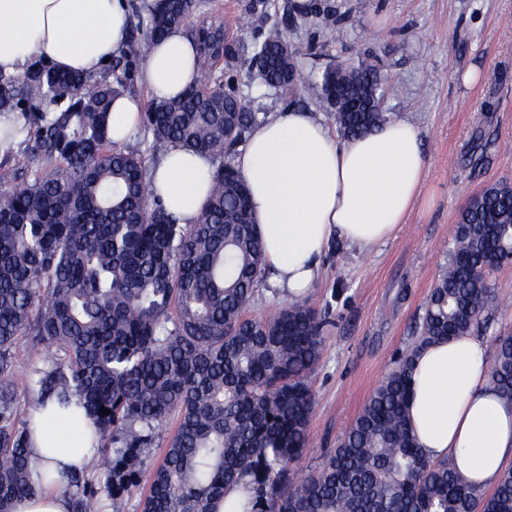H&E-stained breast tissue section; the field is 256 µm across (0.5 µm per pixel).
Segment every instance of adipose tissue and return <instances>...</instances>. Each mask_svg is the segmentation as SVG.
Returning a JSON list of instances; mask_svg holds the SVG:
<instances>
[{"label": "adipose tissue", "mask_w": 512, "mask_h": 512, "mask_svg": "<svg viewBox=\"0 0 512 512\" xmlns=\"http://www.w3.org/2000/svg\"><path fill=\"white\" fill-rule=\"evenodd\" d=\"M160 0H0V72L22 74L44 60L53 68L97 75L119 54L134 15ZM200 77L195 48L182 29L155 42L139 81L155 97L173 98ZM138 97L112 103L110 136L126 143L138 130ZM265 242L268 286L292 298L308 294L332 239L362 251L389 240L404 224L426 171L421 130L399 117L380 130L340 139L310 112L288 109L256 126L235 158ZM214 165L211 157L172 146L152 166L148 183L181 223L196 219ZM486 342L471 333L422 348L415 359L409 418L426 459L454 461L478 490L496 487L512 463V403L489 382ZM30 451L50 474L41 493L13 512H70L57 477L85 471L94 449L79 409L55 404L31 413Z\"/></svg>", "instance_id": "adipose-tissue-1"}]
</instances>
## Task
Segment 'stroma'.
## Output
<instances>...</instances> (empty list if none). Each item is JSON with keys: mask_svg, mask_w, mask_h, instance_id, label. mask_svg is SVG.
Here are the masks:
<instances>
[{"mask_svg": "<svg viewBox=\"0 0 512 512\" xmlns=\"http://www.w3.org/2000/svg\"><path fill=\"white\" fill-rule=\"evenodd\" d=\"M209 0L217 20L248 15L233 29L239 60L218 65L234 78L249 111L269 117L294 105L325 123L318 97L326 63L375 56L383 109L413 119L424 132L426 176L405 224L384 245L360 251L337 241L320 262L307 301L328 313L319 364L309 377L315 403L310 448L299 465L315 470L335 448L373 388L411 340L430 290L447 261L459 215L487 186L512 183V0H308L310 12L286 21L295 0ZM331 27L336 40L324 44ZM281 30L296 51L302 86L291 102L250 86L246 57L255 33ZM481 74L467 83L469 70ZM497 301L485 340L512 336V264L489 277Z\"/></svg>", "mask_w": 512, "mask_h": 512, "instance_id": "obj_1", "label": "stroma"}]
</instances>
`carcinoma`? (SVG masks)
<instances>
[{
    "mask_svg": "<svg viewBox=\"0 0 512 512\" xmlns=\"http://www.w3.org/2000/svg\"><path fill=\"white\" fill-rule=\"evenodd\" d=\"M205 6L164 0L149 27L132 25L119 56L94 78L41 60L19 76L0 73V112L17 114L31 140L7 155L12 184L0 188V512L45 480L13 385L23 337L42 354L24 374L27 388L41 403L78 401L99 434L97 452L108 454L101 477L65 475L71 512H104L105 499L120 512L173 415L176 428L141 512H213L238 485L244 512H512V468L484 494L452 462L427 460L407 419L415 353L490 330L488 274L512 245L507 182L462 211L413 342L319 470L291 480L309 447L307 377L320 359L326 317L297 299L270 315H247L267 278L265 245L245 181L224 159L262 119L233 78L211 80L215 65L235 57L229 24L205 18L190 31L199 83L151 100L144 116L153 153L177 144L217 162L196 223H180L152 197L143 159L113 147L108 135L110 106L135 63ZM280 42L288 40L274 32L255 43L248 70L286 97L297 88V67ZM379 79L369 57L338 72L325 65L319 98L342 137L391 120L378 109ZM495 341L490 381L512 401V336Z\"/></svg>",
    "mask_w": 512,
    "mask_h": 512,
    "instance_id": "1",
    "label": "carcinoma"
}]
</instances>
